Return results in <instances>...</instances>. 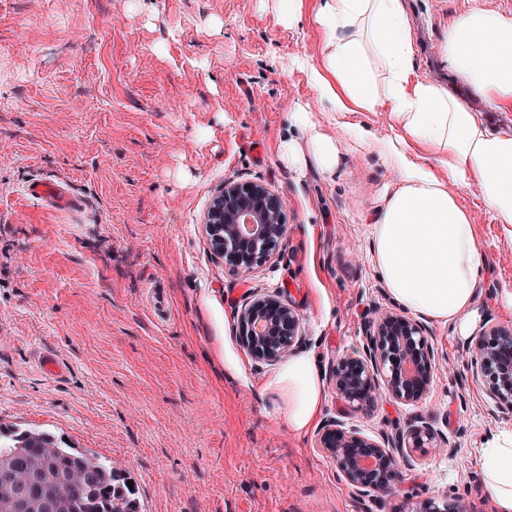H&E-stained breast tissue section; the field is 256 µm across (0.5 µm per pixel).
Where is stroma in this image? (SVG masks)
<instances>
[{
	"label": "stroma",
	"mask_w": 512,
	"mask_h": 512,
	"mask_svg": "<svg viewBox=\"0 0 512 512\" xmlns=\"http://www.w3.org/2000/svg\"><path fill=\"white\" fill-rule=\"evenodd\" d=\"M416 73L448 80L495 129L512 109L470 92L441 57L449 24L473 3L410 0ZM318 0L288 22L275 0H0V425L47 430L111 460L140 512H404L463 497L492 512L480 450L512 432L472 380L474 334L430 323L439 353L425 399L360 412L328 388L321 418L369 436L425 418L448 438L415 456L391 494L360 498L315 432L294 434L258 394L271 373L243 348L237 312L257 295L290 304L322 370L363 353V328L395 307L369 259L372 221L398 185L378 150L386 111L335 124L309 83L325 38ZM335 133V173L298 172L277 144L295 106ZM62 184L56 210L26 194ZM263 181L282 198L285 245L243 277L214 254L202 222L225 179ZM471 211L485 275L482 320L512 324V232L475 183L448 184ZM169 303L153 314L148 289ZM68 367L46 374L43 355ZM27 193L61 209L75 205L74 199L66 191V188L50 180L34 179L30 181L27 185Z\"/></svg>",
	"instance_id": "1"
}]
</instances>
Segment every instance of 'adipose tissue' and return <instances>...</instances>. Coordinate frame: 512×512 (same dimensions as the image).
Wrapping results in <instances>:
<instances>
[{
    "mask_svg": "<svg viewBox=\"0 0 512 512\" xmlns=\"http://www.w3.org/2000/svg\"><path fill=\"white\" fill-rule=\"evenodd\" d=\"M327 38L322 63L309 80L335 112H370L386 101L403 135L380 145L398 173L374 223L370 260L387 291L407 311L467 334L479 318L481 247L470 212L448 190L449 181H473L498 223L512 226V133H494L445 85L414 77V46L405 0H322L315 15ZM386 71L378 92L370 56ZM442 56L449 69L478 94L512 106V16L479 5L448 28ZM292 118L300 138H285L278 155L289 167L314 166L334 173L340 153L335 137L310 113ZM436 156L438 168L414 161ZM261 396L277 419L307 433L326 397L322 369L308 351L288 354L269 374ZM494 512H512V433L482 450Z\"/></svg>",
    "mask_w": 512,
    "mask_h": 512,
    "instance_id": "obj_1",
    "label": "adipose tissue"
}]
</instances>
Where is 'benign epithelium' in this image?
<instances>
[{"label":"benign epithelium","instance_id":"benign-epithelium-1","mask_svg":"<svg viewBox=\"0 0 512 512\" xmlns=\"http://www.w3.org/2000/svg\"><path fill=\"white\" fill-rule=\"evenodd\" d=\"M204 228L224 265L248 276L280 255L285 236L282 199L262 181H226L212 200ZM237 322L249 354L261 363L278 362L304 340L294 309L273 299L245 304ZM365 340L364 356L341 359L330 368L329 378L342 400L367 413L383 397L404 404L425 398L439 358L424 322L393 309L382 310L367 322ZM470 366L485 395L499 408L512 411V325L484 326ZM447 443V437L424 420L380 440L329 421L316 439V447L336 462L347 484L362 496L376 497L391 491L401 464L409 463L414 454L437 452ZM409 512L473 510L461 497H442L423 500Z\"/></svg>","mask_w":512,"mask_h":512}]
</instances>
